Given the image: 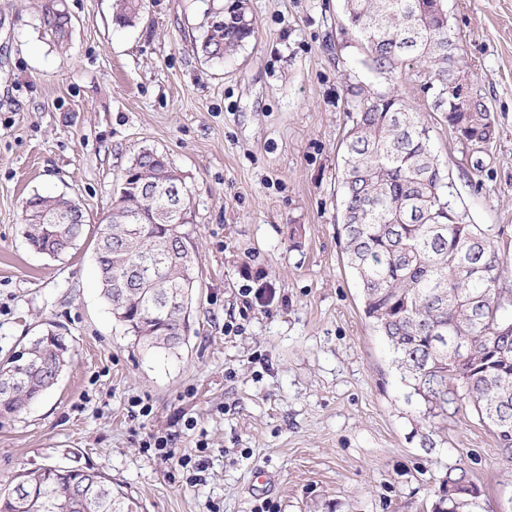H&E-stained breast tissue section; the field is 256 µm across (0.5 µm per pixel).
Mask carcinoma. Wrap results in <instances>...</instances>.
I'll use <instances>...</instances> for the list:
<instances>
[{"instance_id": "carcinoma-1", "label": "carcinoma", "mask_w": 512, "mask_h": 512, "mask_svg": "<svg viewBox=\"0 0 512 512\" xmlns=\"http://www.w3.org/2000/svg\"><path fill=\"white\" fill-rule=\"evenodd\" d=\"M143 0H117L114 23L134 24ZM235 0L224 24L207 23L201 53L210 60L234 54L255 33L240 23ZM347 22L364 44L367 64L393 75L406 62L423 64L434 108L462 143L483 149L497 136L486 100L472 91L465 108L447 91L467 75L459 37L444 0H345ZM43 26L64 42L71 19L45 7ZM350 126L343 139L338 184L347 265L356 275L365 316L384 338L401 379L428 404L434 417L464 399L493 429L504 462L512 466V288L505 286L507 256L488 230L467 220L455 184L435 152L430 127L392 92L351 84L346 89ZM148 178L181 181L168 159L144 149L129 165ZM73 200L35 195L26 201V238L36 251L61 258L77 248L86 216L65 221ZM188 221L172 223L160 201L127 181L112 212L98 225L95 255L100 294L112 317L149 350L177 353L189 330L194 251L178 250ZM151 258L164 276L139 288L125 285V270ZM69 344L56 329L32 340L24 352L0 361V418L23 412L57 383L68 364ZM446 506L477 507L478 490L467 468L451 467L443 480ZM140 505L100 471L85 475L47 468L25 472L0 491V512H139Z\"/></svg>"}]
</instances>
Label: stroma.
<instances>
[{
    "instance_id": "1",
    "label": "stroma",
    "mask_w": 512,
    "mask_h": 512,
    "mask_svg": "<svg viewBox=\"0 0 512 512\" xmlns=\"http://www.w3.org/2000/svg\"><path fill=\"white\" fill-rule=\"evenodd\" d=\"M47 2L0 0V360L50 323L71 354L44 397L0 421V488L75 464L144 512H436L462 465L480 490L474 512H512L492 429L465 403L428 417L366 319L337 238L336 178L347 85L395 88L427 119L468 221L512 259V0H445L498 121L478 169L461 164L423 68H369L344 0H248L255 36L220 61L199 45L226 0H144L125 28L114 0H58L64 49L41 25ZM145 148L168 157L192 201L191 331L174 355L133 345L94 265L97 228ZM37 194L83 209L73 255L28 245ZM164 434L168 456L144 450Z\"/></svg>"
}]
</instances>
